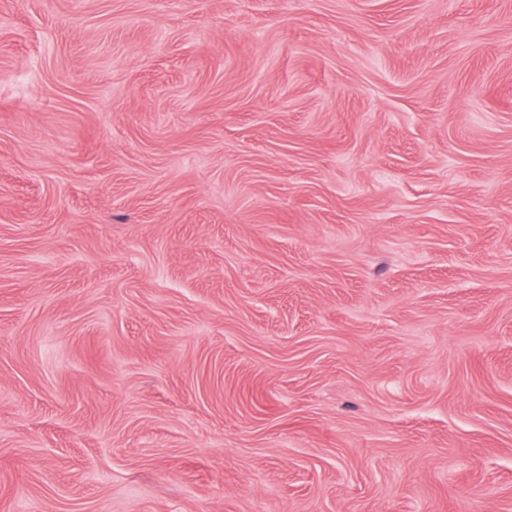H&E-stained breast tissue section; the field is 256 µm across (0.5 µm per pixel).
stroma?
I'll use <instances>...</instances> for the list:
<instances>
[{
  "mask_svg": "<svg viewBox=\"0 0 512 512\" xmlns=\"http://www.w3.org/2000/svg\"><path fill=\"white\" fill-rule=\"evenodd\" d=\"M0 512H512V0H0Z\"/></svg>",
  "mask_w": 512,
  "mask_h": 512,
  "instance_id": "35a3bbf8",
  "label": "stroma"
}]
</instances>
